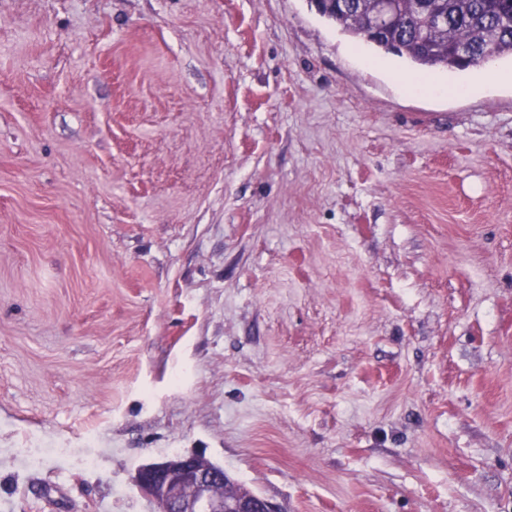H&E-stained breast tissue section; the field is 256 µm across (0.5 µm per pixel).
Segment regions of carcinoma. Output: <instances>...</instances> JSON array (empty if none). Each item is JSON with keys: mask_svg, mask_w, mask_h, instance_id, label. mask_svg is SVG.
Segmentation results:
<instances>
[{"mask_svg": "<svg viewBox=\"0 0 512 512\" xmlns=\"http://www.w3.org/2000/svg\"><path fill=\"white\" fill-rule=\"evenodd\" d=\"M394 20L373 45L423 69L465 72L487 60L512 56V0H393ZM374 0H349L343 11L323 14L342 30L365 40ZM466 47L463 64L456 51Z\"/></svg>", "mask_w": 512, "mask_h": 512, "instance_id": "obj_1", "label": "carcinoma"}]
</instances>
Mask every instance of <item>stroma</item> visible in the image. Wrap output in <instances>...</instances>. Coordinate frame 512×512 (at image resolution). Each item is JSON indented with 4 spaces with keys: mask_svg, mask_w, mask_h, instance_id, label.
Returning <instances> with one entry per match:
<instances>
[{
    "mask_svg": "<svg viewBox=\"0 0 512 512\" xmlns=\"http://www.w3.org/2000/svg\"><path fill=\"white\" fill-rule=\"evenodd\" d=\"M311 0H0V512H512V85L406 94ZM135 483L158 512H288L283 503L249 490L223 467L195 454L174 453L145 463Z\"/></svg>",
    "mask_w": 512,
    "mask_h": 512,
    "instance_id": "obj_1",
    "label": "stroma"
}]
</instances>
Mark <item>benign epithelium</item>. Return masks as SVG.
Masks as SVG:
<instances>
[{"label":"benign epithelium","instance_id":"obj_1","mask_svg":"<svg viewBox=\"0 0 512 512\" xmlns=\"http://www.w3.org/2000/svg\"><path fill=\"white\" fill-rule=\"evenodd\" d=\"M135 483L158 512H288L239 484L223 467L195 454L174 453L141 465Z\"/></svg>","mask_w":512,"mask_h":512}]
</instances>
